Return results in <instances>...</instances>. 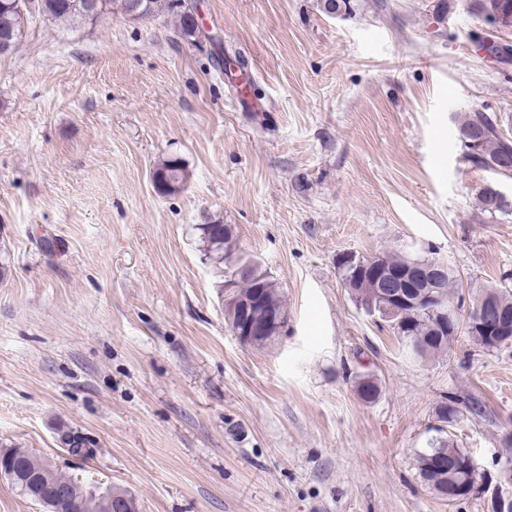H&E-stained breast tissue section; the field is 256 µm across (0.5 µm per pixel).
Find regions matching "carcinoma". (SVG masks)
I'll return each mask as SVG.
<instances>
[{"instance_id":"1","label":"carcinoma","mask_w":512,"mask_h":512,"mask_svg":"<svg viewBox=\"0 0 512 512\" xmlns=\"http://www.w3.org/2000/svg\"><path fill=\"white\" fill-rule=\"evenodd\" d=\"M91 0H37L36 15L23 17V14L14 6L0 0V55L10 52L20 41L24 34L25 21H33L38 17L42 20L57 23H88L95 24L112 13V6L117 4L121 12L129 17L138 10L139 19H152L163 12L174 15L184 34L192 37L195 29L189 22V15L183 5V0H96V12L90 13L88 7ZM470 12L479 20L492 19L504 28L512 27V0H469ZM212 64L221 70L234 65L242 71L247 67L244 57L237 53L233 56L220 51L213 55ZM457 140L466 149L464 158L478 168L494 170L505 160H512V138H506L499 130L497 118L487 112L476 110L459 117L456 126ZM153 182L156 189L163 194H175L187 182V172L177 159H169L162 163L153 172ZM482 209L491 213L512 214V206L507 207L501 202L498 192L486 186L479 196ZM199 238L206 255L218 265L224 266V283L233 286L241 298L250 297L257 280L265 284V303L278 313L281 321L273 326L266 336H251L248 344L262 347L269 343L287 324L288 310L285 299L275 281L254 263L253 275L250 278L233 280L234 267L245 261L236 252L234 229L232 225H225L219 220L205 218L204 223L198 225ZM359 255H342L338 259V268L341 273L344 287L349 291L352 299L364 306L373 299L376 292L374 279L366 272L358 269ZM411 260V256L402 252H384L376 257V261L387 270L402 268ZM401 311L400 322L393 328V332L401 341L407 352L419 359L435 358L448 351L450 345L459 333L470 334L471 326L460 322L458 327L443 328L435 318L427 313L407 305H399ZM360 397L365 401H373L379 395V385L376 379L361 378L357 383ZM470 412L474 407L465 401L451 398L440 405L443 413L437 415L438 422L448 424L455 420L461 409ZM439 436L431 439L428 447L417 454V469L419 476L433 492L441 499L449 500L451 492L466 495L469 492L465 484L468 474L467 464L472 456L464 448L458 447L453 439L443 435V429L438 428ZM439 452L455 460L452 470L444 473L433 469V454ZM8 462L12 468L21 473L44 472V490L51 493L55 486L68 484L71 477L65 475L57 468L43 471L42 457L36 453L16 446H3L0 448V461ZM73 512H107L104 497L92 494L86 489L77 490Z\"/></svg>"}]
</instances>
